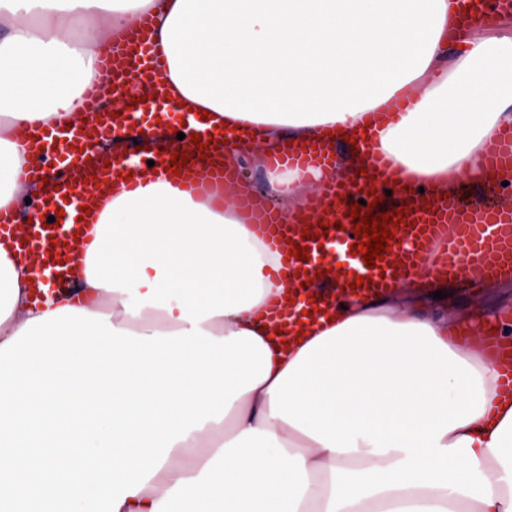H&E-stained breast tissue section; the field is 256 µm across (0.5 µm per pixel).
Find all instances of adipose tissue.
<instances>
[{"label": "adipose tissue", "instance_id": "1", "mask_svg": "<svg viewBox=\"0 0 512 512\" xmlns=\"http://www.w3.org/2000/svg\"><path fill=\"white\" fill-rule=\"evenodd\" d=\"M465 0H0V208L42 160L19 126L86 119L107 38L150 17L165 112L224 132L222 200L156 168L94 218L70 290L0 243V512H512V392L448 291L338 292L320 318L238 206L295 224L329 174L243 175L307 139L336 168L476 197L512 127V28ZM512 342V279L483 277ZM445 299H436V292ZM293 317L275 315V307Z\"/></svg>", "mask_w": 512, "mask_h": 512}]
</instances>
